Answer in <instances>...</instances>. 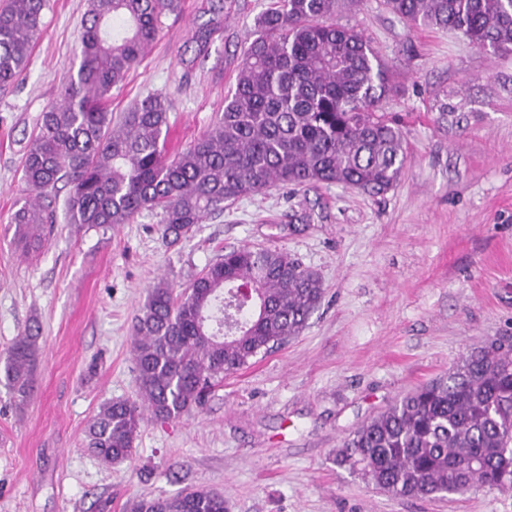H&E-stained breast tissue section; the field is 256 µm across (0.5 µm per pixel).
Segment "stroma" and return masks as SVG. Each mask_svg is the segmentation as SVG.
Wrapping results in <instances>:
<instances>
[{"label":"stroma","instance_id":"stroma-1","mask_svg":"<svg viewBox=\"0 0 512 512\" xmlns=\"http://www.w3.org/2000/svg\"><path fill=\"white\" fill-rule=\"evenodd\" d=\"M274 0H183L112 112L159 92L170 142L204 134L234 89L257 18ZM87 0H51L29 62L0 89V365L38 333L34 393L17 407L0 377V512H129L133 501L206 486L227 512H512V490L397 497L338 466L336 450L475 343L512 335V54L411 27L382 0H341L393 72L384 109L407 160L380 196L336 185L273 188L209 215L167 246L146 212L109 229L57 219L25 254L11 222L28 192L22 160L46 106L76 72ZM216 20L205 55L191 37ZM282 250L318 274L323 301L300 336L225 377L203 409L145 420L129 460L86 446L100 406L134 399L135 317L150 289L182 292L224 250Z\"/></svg>","mask_w":512,"mask_h":512}]
</instances>
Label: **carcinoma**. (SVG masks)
Wrapping results in <instances>:
<instances>
[{"label":"carcinoma","mask_w":512,"mask_h":512,"mask_svg":"<svg viewBox=\"0 0 512 512\" xmlns=\"http://www.w3.org/2000/svg\"><path fill=\"white\" fill-rule=\"evenodd\" d=\"M412 26L450 30L494 54L512 52V0H384ZM181 0H88L80 62L42 112L22 179L31 195L11 223L37 251L55 221L58 187L68 224L107 229L143 211L161 213L175 244L224 207L271 187L338 185L382 195L406 162L401 130L382 112L394 86L388 66L338 0H276L255 23L224 112L185 150L167 153L169 103L155 93L112 121L119 88ZM49 0H0V89L26 67ZM214 28L196 31L205 51ZM317 275L287 253L243 246L205 267L185 292L158 282L140 308L132 351L139 400L103 405L86 430L101 460L130 459L149 412L176 419L213 386L305 328L321 304ZM36 336L16 338L3 373L17 406L33 393ZM336 462L399 497L462 496L475 486L512 489V343L486 339L448 374L395 399L359 426ZM224 496L197 488L143 498L133 512H224Z\"/></svg>","instance_id":"carcinoma-1"}]
</instances>
